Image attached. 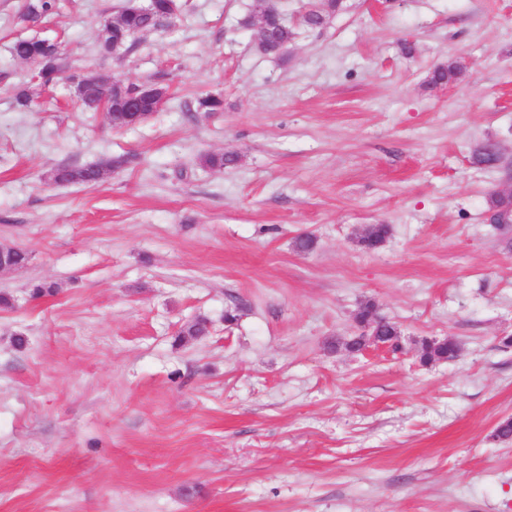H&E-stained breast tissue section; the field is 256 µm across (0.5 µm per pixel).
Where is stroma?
Here are the masks:
<instances>
[{"mask_svg": "<svg viewBox=\"0 0 512 512\" xmlns=\"http://www.w3.org/2000/svg\"><path fill=\"white\" fill-rule=\"evenodd\" d=\"M184 2L112 57L98 33L126 0L35 25L0 0V246L29 254L0 272V512H512V441L492 437L512 418V229L490 221L512 189V0H345L321 31L279 0V56L241 24L252 0ZM33 35L166 105L116 130L61 82L57 106L19 109L33 69L10 47ZM206 93L223 111H190ZM487 141L499 166L475 159ZM222 151L237 162L200 166ZM118 155L97 185L49 179ZM369 224L389 227L370 250ZM367 303L399 349L346 350ZM198 319L207 336L178 341ZM446 337L457 357L421 365Z\"/></svg>", "mask_w": 512, "mask_h": 512, "instance_id": "1", "label": "stroma"}]
</instances>
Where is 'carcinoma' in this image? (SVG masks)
Here are the masks:
<instances>
[{"label":"carcinoma","mask_w":512,"mask_h":512,"mask_svg":"<svg viewBox=\"0 0 512 512\" xmlns=\"http://www.w3.org/2000/svg\"><path fill=\"white\" fill-rule=\"evenodd\" d=\"M57 2L58 0H26L21 17L29 23H37L56 11ZM171 4L173 0H151V8L147 11H139L131 4L124 6L115 19L106 20L101 24L98 34L100 49L110 54L114 42L118 41L123 45L131 44L138 34L155 30L163 26V23L171 22L175 18ZM256 34L259 35L263 52L266 54L282 53L295 38L294 28L288 24L280 10L265 16L264 28L257 30ZM11 54L14 59L28 63L36 69L38 85L44 89L59 80L81 82L87 78V75L78 71L63 75L64 66L60 45L47 39L37 36L18 38L11 46ZM457 76L458 71L455 66L440 65L432 71L430 82L443 85L455 80ZM193 110L206 114L222 112L224 99L213 94L198 96L194 99ZM154 113L155 109L148 106L144 108V113L139 119L127 121L126 113L121 111L119 103L113 102L105 111V119L110 124L129 129L148 120ZM236 160L237 156L233 153L218 152L202 155L200 163L210 170L221 171L224 166ZM126 163L127 158L118 156L103 163H93L83 167L62 165L52 171V177L56 182L64 185H94L99 183L106 174L123 168ZM206 333L207 321L197 320L184 328L178 341L182 342L188 338L197 339ZM455 349L456 341L451 338L448 339V344L435 351L425 341L419 351L420 362L424 365L429 364L433 361L435 353L450 359L454 357Z\"/></svg>","instance_id":"cac0c4a2"}]
</instances>
